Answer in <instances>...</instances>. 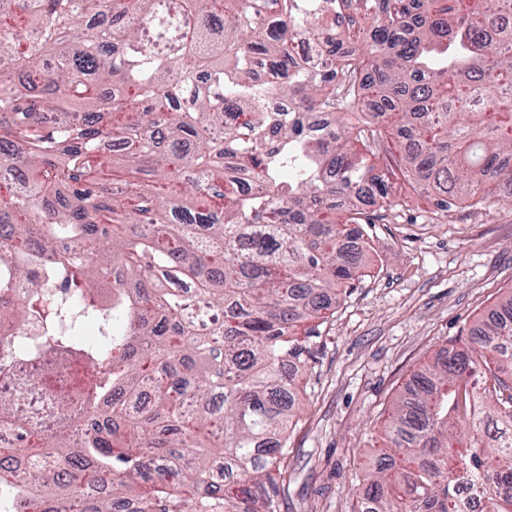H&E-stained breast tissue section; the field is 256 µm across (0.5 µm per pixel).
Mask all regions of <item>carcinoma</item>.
Here are the masks:
<instances>
[{"instance_id":"obj_1","label":"carcinoma","mask_w":512,"mask_h":512,"mask_svg":"<svg viewBox=\"0 0 512 512\" xmlns=\"http://www.w3.org/2000/svg\"><path fill=\"white\" fill-rule=\"evenodd\" d=\"M0 0V327L82 399L0 466L19 512H282L297 368L363 265L358 201L512 186V22L474 0ZM288 100L272 112L270 94ZM50 255L42 278L23 256ZM27 394L0 423L28 442ZM354 512H512V294L398 395ZM494 449L486 454L485 447Z\"/></svg>"}]
</instances>
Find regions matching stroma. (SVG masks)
<instances>
[{
    "label": "stroma",
    "instance_id": "1",
    "mask_svg": "<svg viewBox=\"0 0 512 512\" xmlns=\"http://www.w3.org/2000/svg\"><path fill=\"white\" fill-rule=\"evenodd\" d=\"M395 187L385 220L366 228V267L314 346L284 512H353L394 395L512 293V198L439 217L427 197Z\"/></svg>",
    "mask_w": 512,
    "mask_h": 512
}]
</instances>
